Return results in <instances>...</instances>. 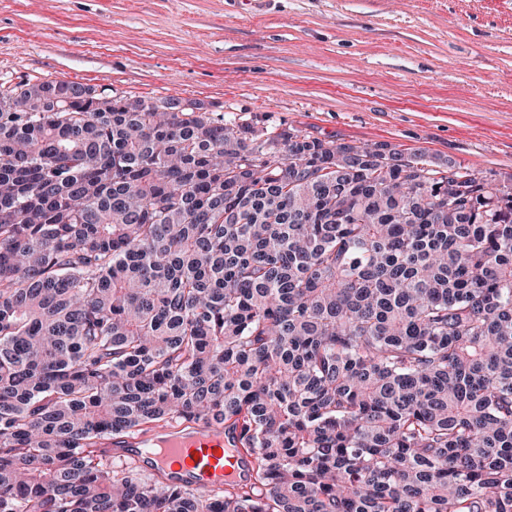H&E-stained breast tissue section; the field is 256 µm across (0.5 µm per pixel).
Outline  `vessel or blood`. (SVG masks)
Segmentation results:
<instances>
[{
	"mask_svg": "<svg viewBox=\"0 0 512 512\" xmlns=\"http://www.w3.org/2000/svg\"><path fill=\"white\" fill-rule=\"evenodd\" d=\"M106 454L131 462L161 483L203 493L251 482L252 459L239 429L213 421H185L164 429L103 441Z\"/></svg>",
	"mask_w": 512,
	"mask_h": 512,
	"instance_id": "b4317fda",
	"label": "vessel or blood"
}]
</instances>
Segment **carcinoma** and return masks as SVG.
Wrapping results in <instances>:
<instances>
[{
    "label": "carcinoma",
    "instance_id": "obj_1",
    "mask_svg": "<svg viewBox=\"0 0 512 512\" xmlns=\"http://www.w3.org/2000/svg\"><path fill=\"white\" fill-rule=\"evenodd\" d=\"M239 425L249 490L112 467ZM0 512H512V183L0 84Z\"/></svg>",
    "mask_w": 512,
    "mask_h": 512
}]
</instances>
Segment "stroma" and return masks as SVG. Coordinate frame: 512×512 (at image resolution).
Returning <instances> with one entry per match:
<instances>
[{"instance_id": "1", "label": "stroma", "mask_w": 512, "mask_h": 512, "mask_svg": "<svg viewBox=\"0 0 512 512\" xmlns=\"http://www.w3.org/2000/svg\"><path fill=\"white\" fill-rule=\"evenodd\" d=\"M78 81L512 179V0H0V83Z\"/></svg>"}]
</instances>
